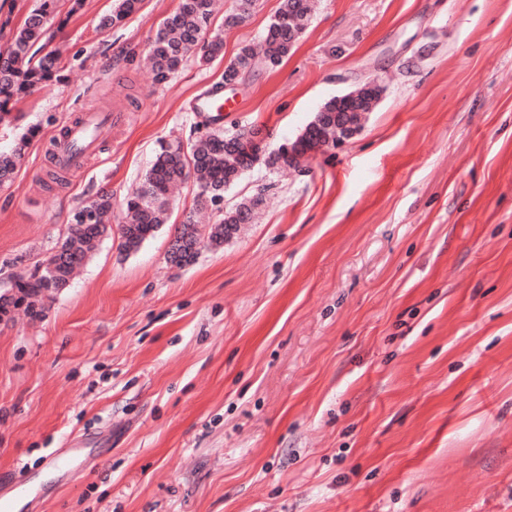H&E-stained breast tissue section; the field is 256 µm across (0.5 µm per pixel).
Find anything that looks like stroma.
I'll return each mask as SVG.
<instances>
[{
	"label": "stroma",
	"instance_id": "stroma-1",
	"mask_svg": "<svg viewBox=\"0 0 512 512\" xmlns=\"http://www.w3.org/2000/svg\"><path fill=\"white\" fill-rule=\"evenodd\" d=\"M212 18L224 54L168 85L143 60L179 0H84L55 29L58 82L0 124L30 141L0 186V272L31 273L72 212L142 182L161 143L214 128L296 140L330 99L382 91L339 145L255 163L252 207L214 248L169 259L197 186L137 250L111 229L42 317L0 321V494L22 512H512V0H317L275 68L195 111L282 0ZM112 114L95 154L62 128ZM67 457L52 465L54 455ZM141 0H119L115 9L101 17L100 29H109L123 22L128 16L139 10ZM108 125L107 116L86 112L78 120L70 121L55 141V163L58 169H77L84 156L99 144Z\"/></svg>",
	"mask_w": 512,
	"mask_h": 512
}]
</instances>
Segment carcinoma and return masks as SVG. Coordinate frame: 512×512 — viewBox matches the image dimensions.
<instances>
[{"mask_svg":"<svg viewBox=\"0 0 512 512\" xmlns=\"http://www.w3.org/2000/svg\"><path fill=\"white\" fill-rule=\"evenodd\" d=\"M141 0H118L115 9L101 17L99 28L109 29L139 10ZM215 0H180L177 10L167 17L151 44L155 80L166 81L188 56L196 52L209 61L223 53L220 33L210 29ZM310 0H284L281 11L263 36L260 47L245 45L224 67V80L241 78L243 74L263 67H275L290 52L288 48V16L301 18L295 36L305 29L309 20ZM59 14V0H38L23 23L15 28L9 41L0 47V121L12 107L34 92L57 80L62 69L59 56L48 49L52 24ZM357 96L336 101L331 99L310 122L302 135L289 143L291 151L279 149L267 156L270 166L291 167L306 152L320 148L336 135L350 136L358 127L359 113L366 97H378L380 87L366 84L356 89ZM251 134L244 131L226 134L208 132L189 148L181 144L163 143L140 188L122 205L119 225L120 246L131 251L152 236L166 222L170 188L195 176L198 193L196 204L215 207L223 200L224 187L239 174L253 166L256 152L248 151L245 142ZM21 150L0 153V186L11 180ZM96 214L93 224H82L70 218L66 237L52 249V265L40 262L30 274L12 277L10 285L0 294V319L12 310L23 307L38 316L45 298L68 286L73 270L81 265L108 231L112 219V194L102 192L82 204ZM252 206L242 204L221 213L219 223L203 232L187 215L181 224L170 253L177 265L192 263L201 244L218 246L224 232L236 224H246Z\"/></svg>","mask_w":512,"mask_h":512,"instance_id":"obj_1","label":"carcinoma"}]
</instances>
